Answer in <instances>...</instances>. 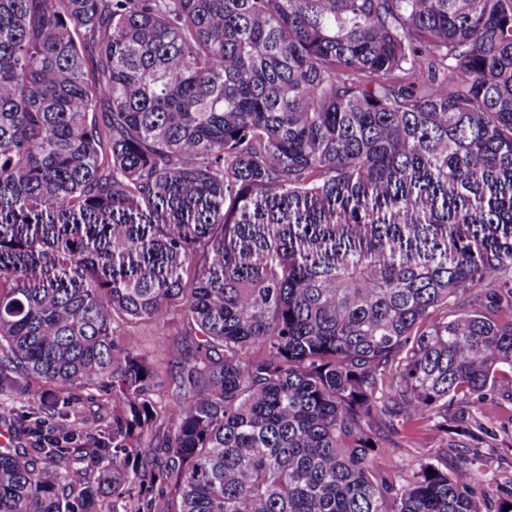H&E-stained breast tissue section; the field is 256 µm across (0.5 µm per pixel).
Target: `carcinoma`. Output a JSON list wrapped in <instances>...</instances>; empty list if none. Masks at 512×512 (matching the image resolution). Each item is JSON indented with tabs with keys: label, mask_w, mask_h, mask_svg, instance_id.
Segmentation results:
<instances>
[{
	"label": "carcinoma",
	"mask_w": 512,
	"mask_h": 512,
	"mask_svg": "<svg viewBox=\"0 0 512 512\" xmlns=\"http://www.w3.org/2000/svg\"><path fill=\"white\" fill-rule=\"evenodd\" d=\"M183 293L162 414L122 326ZM502 365L512 0H0V392L58 388L0 512H512L482 457L402 476L376 435L496 439L449 403ZM92 378L86 442L48 419ZM69 404L56 414L50 423L67 429L78 428L96 433L112 427V398L106 381L95 379L80 382L65 390Z\"/></svg>",
	"instance_id": "carcinoma-1"
}]
</instances>
